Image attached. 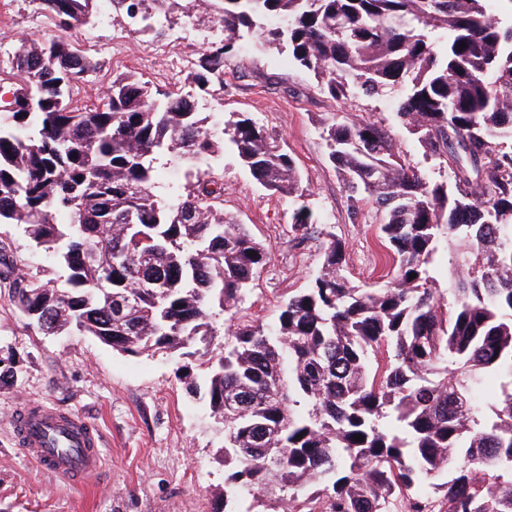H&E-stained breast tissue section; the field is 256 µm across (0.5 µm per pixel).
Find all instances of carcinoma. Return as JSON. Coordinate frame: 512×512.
Returning a JSON list of instances; mask_svg holds the SVG:
<instances>
[{"instance_id":"obj_1","label":"carcinoma","mask_w":512,"mask_h":512,"mask_svg":"<svg viewBox=\"0 0 512 512\" xmlns=\"http://www.w3.org/2000/svg\"><path fill=\"white\" fill-rule=\"evenodd\" d=\"M94 2L40 0L61 34L15 49L0 113V225L23 226L61 269L17 274L0 256L28 325L131 355L203 346L232 466L226 505L277 486L286 512H512V7L218 0L199 16L224 39L203 50L198 90L222 82L241 40L285 44L336 102L352 89L394 96L397 122L448 171L433 182L379 122L332 114L327 158L351 199L383 214L392 274L380 288L351 284L333 237L320 273L266 327L233 309L268 250L224 217L223 188L199 163L227 140L265 190L300 198L294 160L253 119L211 127L195 97L157 99L130 74L112 77L103 103H81L101 65L65 33L90 23ZM136 2L131 24L158 35L154 12L190 8ZM169 154L191 180L166 198L155 164ZM453 242L462 256L442 289L434 256ZM218 311L230 314L227 341L210 357Z\"/></svg>"}]
</instances>
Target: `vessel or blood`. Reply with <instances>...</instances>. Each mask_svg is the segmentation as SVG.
<instances>
[{
  "instance_id": "vessel-or-blood-1",
  "label": "vessel or blood",
  "mask_w": 512,
  "mask_h": 512,
  "mask_svg": "<svg viewBox=\"0 0 512 512\" xmlns=\"http://www.w3.org/2000/svg\"><path fill=\"white\" fill-rule=\"evenodd\" d=\"M11 423L22 451L48 473L74 485L101 475V435L81 414L24 406L14 411Z\"/></svg>"
}]
</instances>
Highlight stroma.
<instances>
[{"label": "stroma", "instance_id": "1", "mask_svg": "<svg viewBox=\"0 0 512 512\" xmlns=\"http://www.w3.org/2000/svg\"><path fill=\"white\" fill-rule=\"evenodd\" d=\"M11 22L0 30V89H13L9 51L36 40L51 25L39 0H8ZM201 29V28H200ZM82 50L100 60L82 99L98 102L112 75L130 73L152 93H195L192 80L201 48L219 42L220 31L201 29L198 40L167 59V37L132 30L110 0H96L95 21L72 34ZM211 121L244 115L285 140L313 213L306 237L293 230L291 198L273 195L224 148L205 167L224 184V212L245 224L269 258L239 308L242 316L274 324L281 303L307 288L321 269L329 238L345 244L344 273L355 285L377 288L387 280L391 258L378 236L381 217L371 204L353 203L328 161L322 131L332 114L346 112L385 125L396 149L426 174L434 167L415 137L398 126L390 97L351 96L334 102L320 83L284 49L246 43L225 55L224 86L202 107ZM18 267L55 274L52 254L33 250L22 231L0 226V254ZM0 358L13 361L16 378L0 382V512H224L222 427L208 406L204 379L188 387L180 366L198 355H128L87 335H49L32 329L0 279ZM22 404L75 411L97 426L104 472L75 487L40 470L16 444L11 415Z\"/></svg>", "mask_w": 512, "mask_h": 512}]
</instances>
